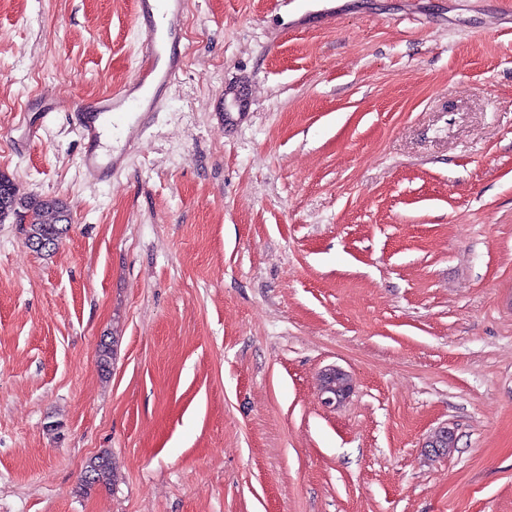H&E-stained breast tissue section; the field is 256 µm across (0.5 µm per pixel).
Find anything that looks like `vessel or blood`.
I'll use <instances>...</instances> for the list:
<instances>
[{"instance_id": "b4317fda", "label": "vessel or blood", "mask_w": 512, "mask_h": 512, "mask_svg": "<svg viewBox=\"0 0 512 512\" xmlns=\"http://www.w3.org/2000/svg\"><path fill=\"white\" fill-rule=\"evenodd\" d=\"M183 5L184 0H138L141 65L133 79L116 93L75 107L73 125L84 144L82 167L96 179L111 176L120 160L104 145L105 131H119L133 142L136 132L151 127L154 112L161 109L162 90L181 72L182 57L172 43Z\"/></svg>"}]
</instances>
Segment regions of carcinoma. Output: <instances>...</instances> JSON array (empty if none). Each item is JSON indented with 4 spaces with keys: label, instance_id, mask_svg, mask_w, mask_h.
Listing matches in <instances>:
<instances>
[{
    "label": "carcinoma",
    "instance_id": "1",
    "mask_svg": "<svg viewBox=\"0 0 512 512\" xmlns=\"http://www.w3.org/2000/svg\"><path fill=\"white\" fill-rule=\"evenodd\" d=\"M26 223L22 225L25 241L45 240L57 248L66 234L70 213L66 204L57 198L24 196L19 193L14 181L0 174V223L17 215ZM91 475H82L81 485L89 489L97 483L110 481L111 463L107 456L98 455L89 464Z\"/></svg>",
    "mask_w": 512,
    "mask_h": 512
}]
</instances>
